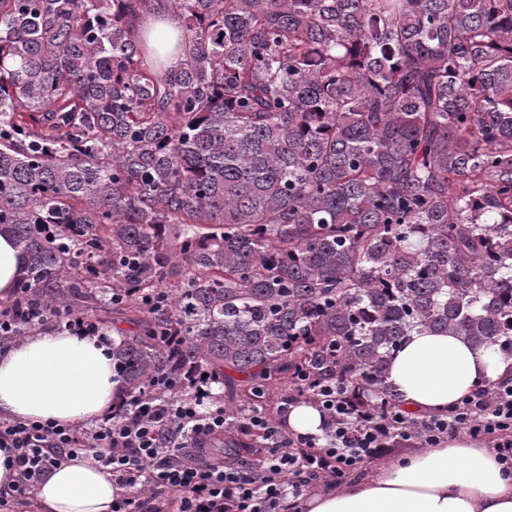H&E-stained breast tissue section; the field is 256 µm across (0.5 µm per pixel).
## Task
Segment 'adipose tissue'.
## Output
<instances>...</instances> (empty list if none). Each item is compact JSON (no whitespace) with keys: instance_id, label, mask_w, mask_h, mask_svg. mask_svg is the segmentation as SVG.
<instances>
[{"instance_id":"ef3b65f1","label":"adipose tissue","mask_w":512,"mask_h":512,"mask_svg":"<svg viewBox=\"0 0 512 512\" xmlns=\"http://www.w3.org/2000/svg\"><path fill=\"white\" fill-rule=\"evenodd\" d=\"M512 378V359L458 335L415 332L391 360L403 406L443 415L489 384ZM121 396L112 333L43 330L0 348V417L94 423ZM119 493L92 455L53 468L34 490L35 512H112ZM288 512H512V472L493 449L458 435L396 458L343 488L287 496Z\"/></svg>"}]
</instances>
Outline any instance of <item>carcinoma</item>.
Returning <instances> with one entry per match:
<instances>
[{"instance_id":"cac0c4a2","label":"carcinoma","mask_w":512,"mask_h":512,"mask_svg":"<svg viewBox=\"0 0 512 512\" xmlns=\"http://www.w3.org/2000/svg\"><path fill=\"white\" fill-rule=\"evenodd\" d=\"M1 233L20 308L122 298V398L224 387V452L302 374L402 406L414 331L512 358V0H0ZM24 269V260L7 234L0 235V298L4 299L12 293Z\"/></svg>"}]
</instances>
